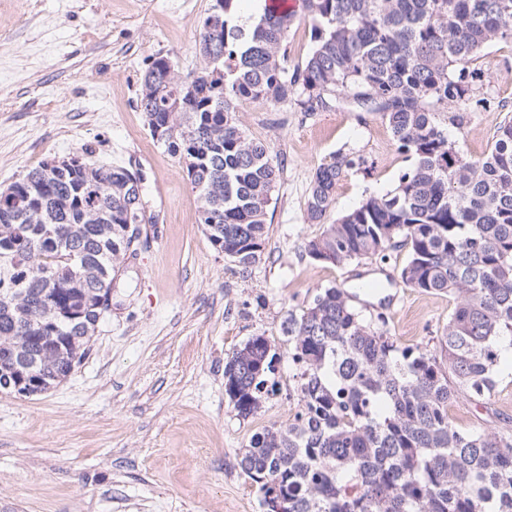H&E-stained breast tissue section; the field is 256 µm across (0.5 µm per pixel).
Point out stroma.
<instances>
[{
	"mask_svg": "<svg viewBox=\"0 0 512 512\" xmlns=\"http://www.w3.org/2000/svg\"><path fill=\"white\" fill-rule=\"evenodd\" d=\"M212 0H0V190L43 163L79 156L143 175L151 223L136 257L121 260L112 306L85 360L38 396L0 392V512H264L238 454L271 424L299 410L288 360L277 391L248 418L224 394V359L250 337L280 353L289 309L318 288L397 275L388 264L309 260L321 225L307 223L317 167L343 151L363 157L336 185L334 213L394 189L410 162L379 114L341 103L324 112L239 103L246 132L283 165L268 212L264 254L249 268L225 259L199 222L182 161L152 139L138 108L148 64L165 56L181 73L204 64L199 21ZM483 85L460 151L487 153L512 117V45L496 43L474 63ZM368 315L404 346L430 344L448 321L447 295L387 287L360 297ZM486 404L459 398L448 417L464 429L512 431V364Z\"/></svg>",
	"mask_w": 512,
	"mask_h": 512,
	"instance_id": "obj_1",
	"label": "stroma"
}]
</instances>
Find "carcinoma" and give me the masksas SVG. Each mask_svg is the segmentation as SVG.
Returning a JSON list of instances; mask_svg holds the SVG:
<instances>
[{
  "mask_svg": "<svg viewBox=\"0 0 512 512\" xmlns=\"http://www.w3.org/2000/svg\"><path fill=\"white\" fill-rule=\"evenodd\" d=\"M238 0L211 4L199 27L204 66L186 75L150 64L138 108L150 134L184 163L212 247L248 268L261 260L283 166L240 126L241 101L321 112L341 99L388 124L411 161L398 185L326 223L336 185L363 160L341 151L316 169L306 221L321 224L314 262L389 260L406 248L403 285L455 308L433 349L402 347L337 285L282 322L301 411L253 435L238 465L265 512H512V433L463 431L460 395L492 399L502 344L512 347V120L468 157L462 130L470 68L512 44V0H302L312 49L288 67L295 14L268 5L234 23ZM183 82L194 95L178 110ZM142 174L124 166L43 164L0 191V371L26 362L65 380L86 358L100 301L121 255L136 254L146 216ZM279 356L253 336L224 361V392L247 418L275 392Z\"/></svg>",
  "mask_w": 512,
  "mask_h": 512,
  "instance_id": "cac0c4a2",
  "label": "carcinoma"
}]
</instances>
